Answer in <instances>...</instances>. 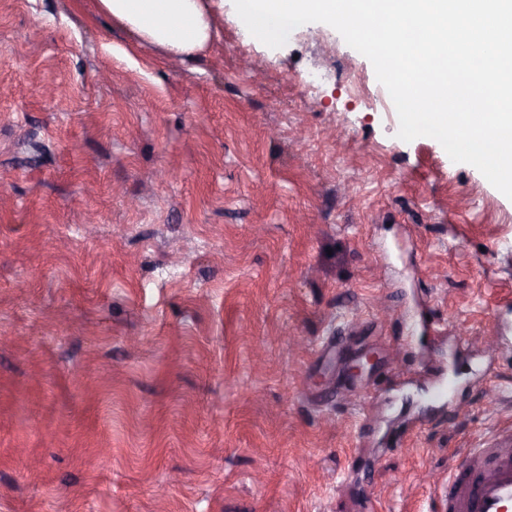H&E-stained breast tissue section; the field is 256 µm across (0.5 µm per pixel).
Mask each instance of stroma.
I'll use <instances>...</instances> for the list:
<instances>
[{
  "mask_svg": "<svg viewBox=\"0 0 512 512\" xmlns=\"http://www.w3.org/2000/svg\"><path fill=\"white\" fill-rule=\"evenodd\" d=\"M219 24L0 0V512H438L512 437V200L336 30ZM210 0H98L112 22L134 31L141 41L164 48L173 56L203 51L217 36Z\"/></svg>",
  "mask_w": 512,
  "mask_h": 512,
  "instance_id": "1",
  "label": "stroma"
}]
</instances>
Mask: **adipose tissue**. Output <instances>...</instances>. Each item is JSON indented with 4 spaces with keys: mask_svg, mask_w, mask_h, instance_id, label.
<instances>
[{
    "mask_svg": "<svg viewBox=\"0 0 512 512\" xmlns=\"http://www.w3.org/2000/svg\"><path fill=\"white\" fill-rule=\"evenodd\" d=\"M102 13L171 55L203 51L217 35L206 0H98Z\"/></svg>",
    "mask_w": 512,
    "mask_h": 512,
    "instance_id": "ef3b65f1",
    "label": "adipose tissue"
}]
</instances>
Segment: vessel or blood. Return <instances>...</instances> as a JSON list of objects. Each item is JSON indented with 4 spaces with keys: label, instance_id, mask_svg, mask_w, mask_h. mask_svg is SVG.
Returning <instances> with one entry per match:
<instances>
[{
    "label": "vessel or blood",
    "instance_id": "obj_1",
    "mask_svg": "<svg viewBox=\"0 0 512 512\" xmlns=\"http://www.w3.org/2000/svg\"><path fill=\"white\" fill-rule=\"evenodd\" d=\"M464 461V468L448 469L445 512H512V445L473 448ZM465 468L477 473V482L463 478Z\"/></svg>",
    "mask_w": 512,
    "mask_h": 512
}]
</instances>
